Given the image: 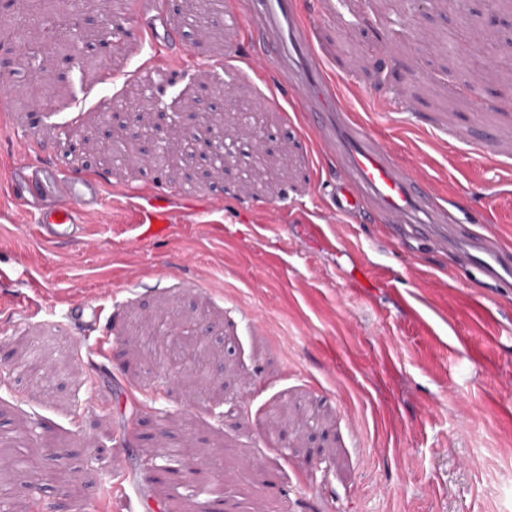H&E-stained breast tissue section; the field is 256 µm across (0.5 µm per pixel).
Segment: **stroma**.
I'll use <instances>...</instances> for the list:
<instances>
[{"label":"stroma","mask_w":512,"mask_h":512,"mask_svg":"<svg viewBox=\"0 0 512 512\" xmlns=\"http://www.w3.org/2000/svg\"><path fill=\"white\" fill-rule=\"evenodd\" d=\"M299 2L355 123L458 224L512 245V57L480 54L465 16L459 53H445L447 27L421 24L445 0ZM216 8L193 0L201 28L176 50L196 63L162 102L177 128L206 109L231 132L221 90L237 87L281 142L251 187L65 155L68 135L93 137L105 105L160 61L134 23L129 51L111 55L74 31L75 12L103 27L122 0H0V19L30 31L26 52L0 49V462L37 470L10 512H512V285H480L438 241L391 239L374 213L331 211L338 159ZM193 84L215 93L199 103ZM384 97L413 116L379 122ZM40 165L103 181L110 206L78 237L40 236L11 178ZM140 199L166 205L168 237L139 233ZM90 302L92 330L67 315ZM168 331L205 346L222 377L162 368L145 339ZM177 449L186 476L157 479Z\"/></svg>","instance_id":"stroma-1"}]
</instances>
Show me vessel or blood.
Here are the masks:
<instances>
[{
  "label": "vessel or blood",
  "instance_id": "1",
  "mask_svg": "<svg viewBox=\"0 0 512 512\" xmlns=\"http://www.w3.org/2000/svg\"><path fill=\"white\" fill-rule=\"evenodd\" d=\"M218 12L225 27L248 22L261 51L274 56L289 85L300 98L312 127L335 136L336 155L345 175L331 186V208L340 215L373 209L387 217L393 236L410 228L439 235L457 256L463 269H475L491 282L512 283V250L496 237L473 235L453 220L435 200L426 181L397 164L388 148L369 134L355 131L334 84L327 82L315 56L307 22L298 14L296 0H220ZM130 18L147 35L154 55L172 57L169 36L144 23L142 6ZM30 198L41 200L37 224L44 239L57 240L78 233L88 210L105 204L99 181L81 174L62 175L48 168L19 169ZM138 222L150 235L161 237L170 229L163 207L143 210Z\"/></svg>",
  "mask_w": 512,
  "mask_h": 512
}]
</instances>
